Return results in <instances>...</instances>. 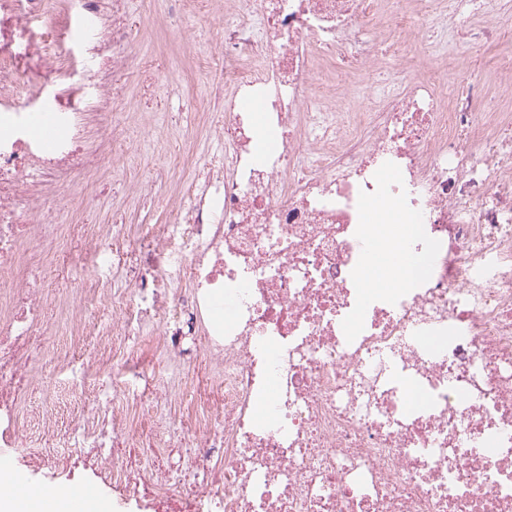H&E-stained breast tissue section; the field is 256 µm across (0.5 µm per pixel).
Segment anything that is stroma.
<instances>
[{
    "label": "stroma",
    "instance_id": "35a3bbf8",
    "mask_svg": "<svg viewBox=\"0 0 512 512\" xmlns=\"http://www.w3.org/2000/svg\"><path fill=\"white\" fill-rule=\"evenodd\" d=\"M116 21L114 45L128 65L113 70L111 55L94 56L88 45L98 41L99 14ZM512 27V0H483L472 11L469 28L458 31L448 22V38L455 54L420 50L404 56L377 55L371 66L377 78L399 68L408 79L433 71L442 84L455 83L476 66L488 70L506 46L500 30ZM224 0H56L52 15L17 12L5 32L13 54L21 59L34 97H15L0 88V105L11 112L67 111L86 116L81 153L95 165L91 173L62 168L56 172L57 191L44 216L23 214L26 224L46 219L53 224H169L171 205L181 200L189 182L223 144L216 131L217 112L224 109ZM482 35L477 58L462 51L471 34ZM53 39L62 64L42 63L43 44ZM321 73H337L322 106L340 111L344 103L362 107L367 79L361 68L341 57L320 62ZM122 113L126 118L120 137L101 113ZM54 263L62 272L55 282L61 297L47 301L53 321L52 340L75 353L94 351L95 342L79 338L60 309L73 306L103 330L112 328V309L92 292L75 295L72 281L85 271L83 253L71 245ZM159 419L147 432L143 447L132 449L141 463H151L154 450L169 449V462L179 465L185 451L175 445L180 429L192 416L185 401L159 399Z\"/></svg>",
    "mask_w": 512,
    "mask_h": 512
}]
</instances>
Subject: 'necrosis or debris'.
<instances>
[{
    "label": "necrosis or debris",
    "instance_id": "1",
    "mask_svg": "<svg viewBox=\"0 0 512 512\" xmlns=\"http://www.w3.org/2000/svg\"><path fill=\"white\" fill-rule=\"evenodd\" d=\"M376 5L234 0L224 150L172 224L18 223L47 209L82 129L51 113L47 157L30 146L33 115L0 113V451L26 448L38 377L57 402L23 465L91 472L146 512H512V114L484 109L472 74L446 96L428 77L361 112L322 111L316 58L368 59L355 29ZM372 206L415 225L400 246L431 258L394 288L361 279ZM76 236L89 272L74 291L112 263V333L96 339L112 359L65 381L74 358L49 345L40 275ZM224 300L227 319L213 311ZM189 356L210 392L187 429L183 492L162 461L123 454L146 434L131 407L180 395L172 373ZM80 383L112 395L101 429L84 424Z\"/></svg>",
    "mask_w": 512,
    "mask_h": 512
}]
</instances>
